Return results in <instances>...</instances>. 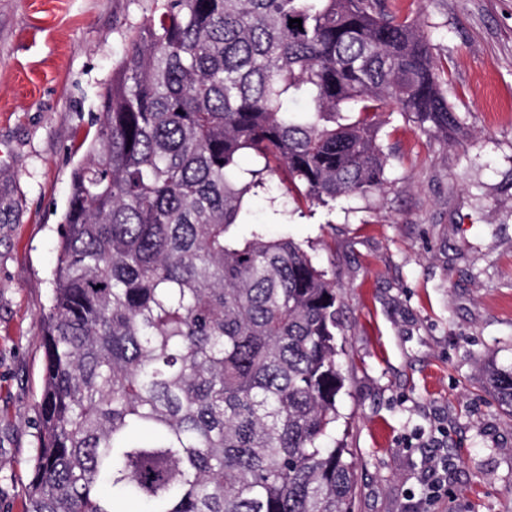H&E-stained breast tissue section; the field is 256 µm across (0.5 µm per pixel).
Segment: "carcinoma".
I'll list each match as a JSON object with an SVG mask.
<instances>
[{"label": "carcinoma", "mask_w": 512, "mask_h": 512, "mask_svg": "<svg viewBox=\"0 0 512 512\" xmlns=\"http://www.w3.org/2000/svg\"><path fill=\"white\" fill-rule=\"evenodd\" d=\"M100 98L21 512H354L332 436L336 282L292 239L237 226L253 197L286 217L382 191L388 107L457 133L428 36L385 0H163ZM486 380L512 409V368Z\"/></svg>", "instance_id": "carcinoma-1"}]
</instances>
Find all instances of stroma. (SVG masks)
<instances>
[{"mask_svg":"<svg viewBox=\"0 0 512 512\" xmlns=\"http://www.w3.org/2000/svg\"><path fill=\"white\" fill-rule=\"evenodd\" d=\"M420 24L463 120L456 137L386 111L382 192L333 214L251 222L300 243L340 296L355 512H512V410L486 370L512 367V0H387ZM156 0H0V512L32 477L44 350L70 177L130 30ZM444 454L446 497L424 500Z\"/></svg>","mask_w":512,"mask_h":512,"instance_id":"stroma-1","label":"stroma"}]
</instances>
